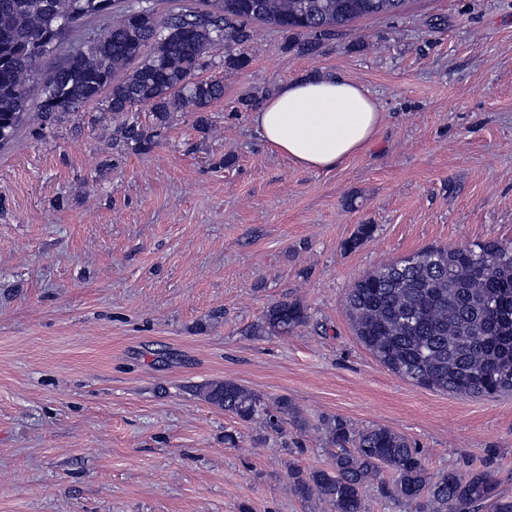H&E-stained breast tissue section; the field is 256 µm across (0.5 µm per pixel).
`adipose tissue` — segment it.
Here are the masks:
<instances>
[{
    "label": "adipose tissue",
    "mask_w": 512,
    "mask_h": 512,
    "mask_svg": "<svg viewBox=\"0 0 512 512\" xmlns=\"http://www.w3.org/2000/svg\"><path fill=\"white\" fill-rule=\"evenodd\" d=\"M381 120L369 90L334 75L290 80L253 114L273 151L313 170L332 169L365 151Z\"/></svg>",
    "instance_id": "obj_1"
}]
</instances>
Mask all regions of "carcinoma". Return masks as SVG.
I'll return each mask as SVG.
<instances>
[{
	"mask_svg": "<svg viewBox=\"0 0 512 512\" xmlns=\"http://www.w3.org/2000/svg\"><path fill=\"white\" fill-rule=\"evenodd\" d=\"M405 0H169L162 14L153 0H136L112 15V0H0V147L31 116L61 121L105 99L112 142L147 150L157 127L175 110L197 113L196 127L212 124L205 112L224 97L218 80L196 73L224 53L226 67L243 68L252 22L291 34L300 53L314 52L336 30L369 16L395 14ZM106 17L99 32L37 75L34 63L52 52L85 20ZM148 107L154 122L140 120ZM355 335L371 354L407 381L436 391L494 398L512 393V242L427 248L356 280L345 299ZM308 319L298 300L266 309L257 335H286ZM208 403L245 423L276 431L288 400L272 413L254 391L231 380L199 389ZM340 448L328 469L288 470L289 491L317 498L330 512H366L363 487L381 491L416 512H512V498L496 493L483 471L452 469L432 481L419 451L385 427L353 431L343 420L322 422ZM394 474L392 483L383 468Z\"/></svg>",
	"mask_w": 512,
	"mask_h": 512,
	"instance_id": "carcinoma-1",
	"label": "carcinoma"
}]
</instances>
